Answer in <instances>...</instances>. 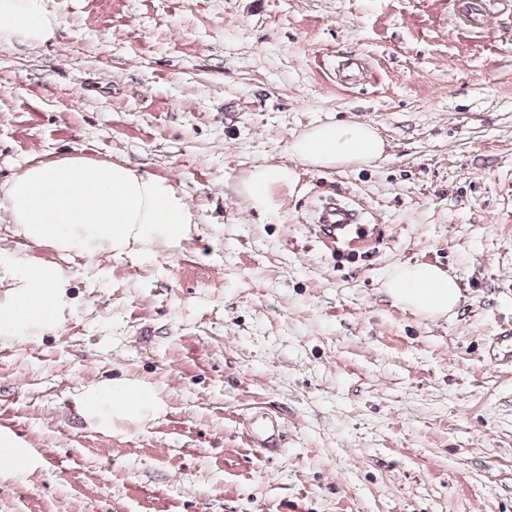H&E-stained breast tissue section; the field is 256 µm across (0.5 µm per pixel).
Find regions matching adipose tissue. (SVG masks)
Listing matches in <instances>:
<instances>
[{
	"label": "adipose tissue",
	"instance_id": "obj_1",
	"mask_svg": "<svg viewBox=\"0 0 512 512\" xmlns=\"http://www.w3.org/2000/svg\"><path fill=\"white\" fill-rule=\"evenodd\" d=\"M54 35L44 0H0V42L37 45ZM383 152L374 130L357 122L313 126L290 145L294 160L316 166L367 163ZM287 181V167L265 164L249 173L242 191L266 211L273 189ZM0 207L35 244L86 256L122 253L135 245L171 247L185 238L192 222L187 204L167 181L121 163L77 156L27 164L0 188ZM0 274L13 282L0 298V336H39L57 326L66 288L58 267L0 263ZM387 288L397 300L428 313L451 311L461 296L456 279L428 263L394 268ZM80 405L106 429L113 419L141 418L153 410L151 401L127 396L112 384L83 392Z\"/></svg>",
	"mask_w": 512,
	"mask_h": 512
}]
</instances>
